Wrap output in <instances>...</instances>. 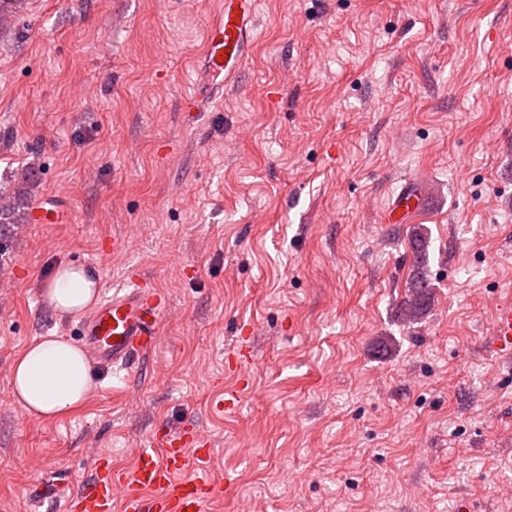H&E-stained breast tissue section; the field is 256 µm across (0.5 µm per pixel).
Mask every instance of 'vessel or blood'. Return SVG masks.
Here are the masks:
<instances>
[{
  "label": "vessel or blood",
  "instance_id": "vessel-or-blood-1",
  "mask_svg": "<svg viewBox=\"0 0 512 512\" xmlns=\"http://www.w3.org/2000/svg\"><path fill=\"white\" fill-rule=\"evenodd\" d=\"M258 0H222L210 17L203 50V66L211 79H236L257 39ZM421 193L402 188L385 208L382 221L401 224L422 209ZM165 294L146 279L133 287L115 289L76 324L74 334L98 370L124 368L152 347L160 332ZM489 349L512 365V301L499 302L489 327ZM215 462L209 437L181 430L157 436L151 447L139 449L127 470L111 469L98 461L94 478L64 501L67 512H112L121 499L123 512H206L221 490L207 478Z\"/></svg>",
  "mask_w": 512,
  "mask_h": 512
}]
</instances>
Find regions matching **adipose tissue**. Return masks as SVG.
<instances>
[{
	"mask_svg": "<svg viewBox=\"0 0 512 512\" xmlns=\"http://www.w3.org/2000/svg\"><path fill=\"white\" fill-rule=\"evenodd\" d=\"M59 312L75 315L96 300L97 276L81 266L60 267L45 290ZM89 362L63 336H41L24 347L11 374V396L31 416L53 418L82 405L90 390Z\"/></svg>",
	"mask_w": 512,
	"mask_h": 512,
	"instance_id": "obj_1",
	"label": "adipose tissue"
}]
</instances>
